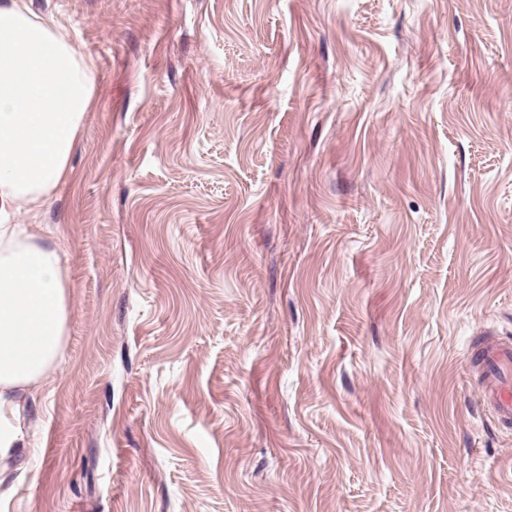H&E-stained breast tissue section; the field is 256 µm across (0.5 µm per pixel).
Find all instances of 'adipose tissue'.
I'll return each mask as SVG.
<instances>
[{"label": "adipose tissue", "instance_id": "obj_1", "mask_svg": "<svg viewBox=\"0 0 512 512\" xmlns=\"http://www.w3.org/2000/svg\"><path fill=\"white\" fill-rule=\"evenodd\" d=\"M93 60L29 0H0V459L20 397L60 364L68 322L60 248L10 218L40 208L68 170L96 88Z\"/></svg>", "mask_w": 512, "mask_h": 512}]
</instances>
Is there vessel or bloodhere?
<instances>
[{
	"label": "vessel or blood",
	"mask_w": 512,
	"mask_h": 512,
	"mask_svg": "<svg viewBox=\"0 0 512 512\" xmlns=\"http://www.w3.org/2000/svg\"><path fill=\"white\" fill-rule=\"evenodd\" d=\"M470 360L483 377L479 399L504 427H512V340L481 337Z\"/></svg>",
	"instance_id": "obj_1"
}]
</instances>
